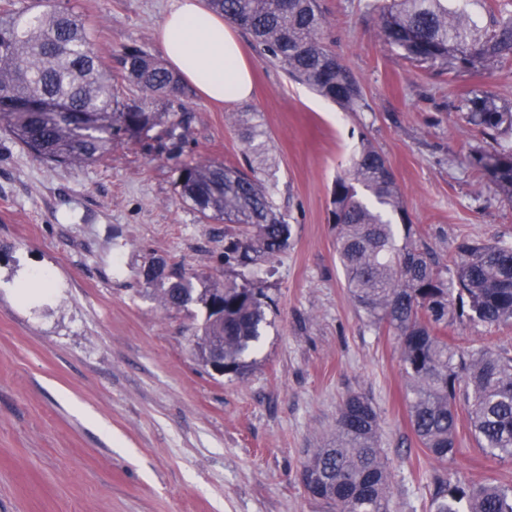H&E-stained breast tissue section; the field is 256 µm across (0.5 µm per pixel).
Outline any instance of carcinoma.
Segmentation results:
<instances>
[{
	"instance_id": "obj_1",
	"label": "carcinoma",
	"mask_w": 512,
	"mask_h": 512,
	"mask_svg": "<svg viewBox=\"0 0 512 512\" xmlns=\"http://www.w3.org/2000/svg\"><path fill=\"white\" fill-rule=\"evenodd\" d=\"M209 8L249 34L287 76L352 111L367 104L348 67L320 38L325 18L318 0H208ZM379 34L401 59L426 72L472 70L512 61V13L488 11L480 31L460 0H377ZM124 79L140 92L120 95L112 70L94 48L90 22L38 0L0 5V123L44 161L89 164L112 149V140L135 138L156 127L180 137L185 115L178 104L182 82L137 47L121 56ZM65 100L68 112L21 111L39 100ZM467 121L494 137L512 132V107L474 94L464 99ZM245 142L266 149L259 123ZM477 173L491 174L512 201V145L498 144L473 157ZM178 194L198 218L224 219V262L241 267L271 260L286 246L289 225L276 210L269 173H245L210 161L178 169ZM330 220L351 299L375 325L401 344L408 381L411 427L433 460L457 451L459 412L479 447L512 461V355L485 347L462 349L444 330L462 314L489 328L512 325V245L460 242L450 255L451 276L415 239L416 231L384 154L361 143L335 180ZM403 235H397L396 226ZM166 306L203 309L198 342L203 358L213 346L224 354V374L239 376L245 353L262 336L265 296L230 283L195 287L182 274L162 289ZM378 414L370 399L348 397L336 418V436L313 450L300 473L305 492L327 512H389L390 473L377 440ZM434 512H512V487L492 479L435 478Z\"/></svg>"
}]
</instances>
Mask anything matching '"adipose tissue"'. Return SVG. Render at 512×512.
<instances>
[{
  "label": "adipose tissue",
  "instance_id": "adipose-tissue-1",
  "mask_svg": "<svg viewBox=\"0 0 512 512\" xmlns=\"http://www.w3.org/2000/svg\"><path fill=\"white\" fill-rule=\"evenodd\" d=\"M157 39L169 68L207 100L233 103L251 96L252 73L234 28L203 0H173Z\"/></svg>",
  "mask_w": 512,
  "mask_h": 512
}]
</instances>
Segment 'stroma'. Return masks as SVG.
I'll use <instances>...</instances> for the list:
<instances>
[{
	"label": "stroma",
	"instance_id": "obj_1",
	"mask_svg": "<svg viewBox=\"0 0 512 512\" xmlns=\"http://www.w3.org/2000/svg\"><path fill=\"white\" fill-rule=\"evenodd\" d=\"M59 2L90 18L115 85L126 47L162 58L157 29L170 0ZM320 3L323 40L367 111L290 80L243 33L250 99L216 105L185 87L187 131L175 150L152 135L115 141L92 164L54 166L0 128V512H326L300 472L353 394L379 416L391 512H433L444 470L512 485V461L485 455L467 419L447 464L427 456L409 421L399 342L349 297L329 221L336 176L366 139L434 253L447 257L464 240L512 244V202L472 166L496 143L460 109L471 93L512 106V61L456 77L424 72L384 42L373 0ZM250 113L269 134L253 158L236 122ZM193 159L267 164L287 248L250 268L225 264L224 222L200 223L176 192L177 161ZM157 260L196 287L234 282L269 298L243 375L203 363L193 319L144 282ZM24 266L54 270L50 296L18 297ZM448 335L512 354V326L461 319Z\"/></svg>",
	"mask_w": 512,
	"mask_h": 512
}]
</instances>
